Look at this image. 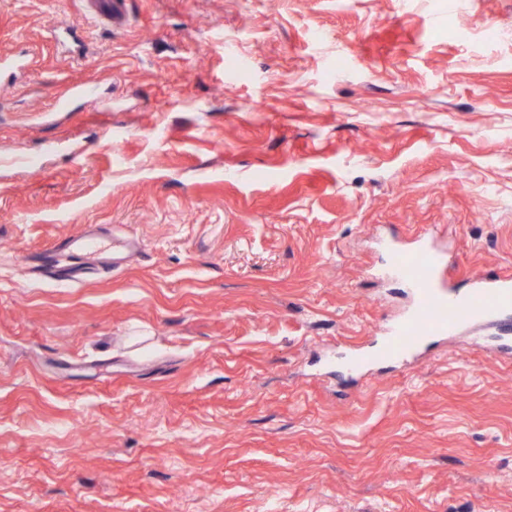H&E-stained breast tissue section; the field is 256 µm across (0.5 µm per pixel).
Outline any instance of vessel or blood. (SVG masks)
<instances>
[{
	"mask_svg": "<svg viewBox=\"0 0 512 512\" xmlns=\"http://www.w3.org/2000/svg\"><path fill=\"white\" fill-rule=\"evenodd\" d=\"M137 247L128 235L113 231L99 236L85 229L57 246L46 270L57 281L77 283L110 273L114 267L110 255ZM447 266V253L432 246L390 250L389 272L409 288L412 304L378 342L338 358L342 375L353 379L373 365L407 362L425 353L430 342L492 321L504 331L512 326L511 277L486 276L471 288L458 290L448 284Z\"/></svg>",
	"mask_w": 512,
	"mask_h": 512,
	"instance_id": "vessel-or-blood-1",
	"label": "vessel or blood"
}]
</instances>
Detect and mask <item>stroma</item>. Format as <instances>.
Wrapping results in <instances>:
<instances>
[{"label": "stroma", "mask_w": 512, "mask_h": 512, "mask_svg": "<svg viewBox=\"0 0 512 512\" xmlns=\"http://www.w3.org/2000/svg\"><path fill=\"white\" fill-rule=\"evenodd\" d=\"M125 12L0 0V512H512V359H322L407 306L388 246L512 277V0ZM86 224L142 249L49 279Z\"/></svg>", "instance_id": "35a3bbf8"}]
</instances>
